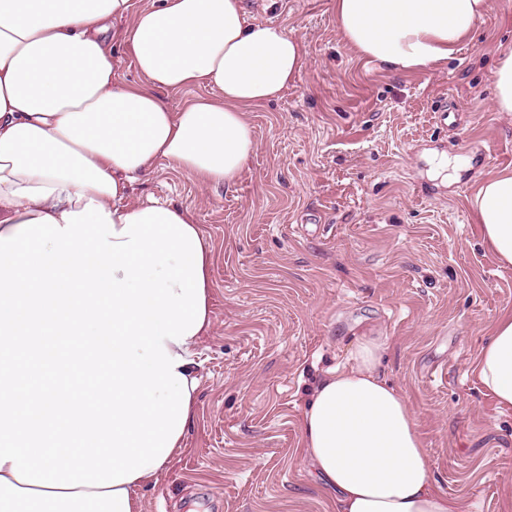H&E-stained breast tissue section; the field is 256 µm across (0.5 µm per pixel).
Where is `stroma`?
Listing matches in <instances>:
<instances>
[{
  "label": "stroma",
  "mask_w": 512,
  "mask_h": 512,
  "mask_svg": "<svg viewBox=\"0 0 512 512\" xmlns=\"http://www.w3.org/2000/svg\"><path fill=\"white\" fill-rule=\"evenodd\" d=\"M251 19L305 44L300 79L251 109L256 148L233 188L159 163L136 186L190 207L210 237L214 325L184 449L143 512H336L302 459L308 392L358 337H382L380 371L413 411L437 489L512 512V409L471 373L512 266L471 216L477 184L512 169V113L493 107L496 47L512 0H490L447 66L391 73L343 40L334 0H246ZM455 116L440 120L433 101ZM458 158L454 178L435 175Z\"/></svg>",
  "instance_id": "1"
}]
</instances>
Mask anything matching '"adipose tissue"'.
<instances>
[{
	"label": "adipose tissue",
	"instance_id": "adipose-tissue-1",
	"mask_svg": "<svg viewBox=\"0 0 512 512\" xmlns=\"http://www.w3.org/2000/svg\"><path fill=\"white\" fill-rule=\"evenodd\" d=\"M489 0H335L359 56L394 73L453 59ZM141 77L120 82L113 43ZM305 46L252 21L244 0H0V349L60 325L112 344L84 359L112 403L88 416L78 394L16 418L33 390L0 358V512H143L185 446L199 389L197 346L213 326V250L191 208L136 201L158 163L233 187L255 146L249 108L301 74ZM206 89L172 111L164 93ZM471 210L496 260L512 265V170L486 178ZM20 308L22 319L5 314ZM363 336L310 392L304 457L339 512H468L438 491L418 423ZM472 372L512 408V314Z\"/></svg>",
	"mask_w": 512,
	"mask_h": 512
}]
</instances>
